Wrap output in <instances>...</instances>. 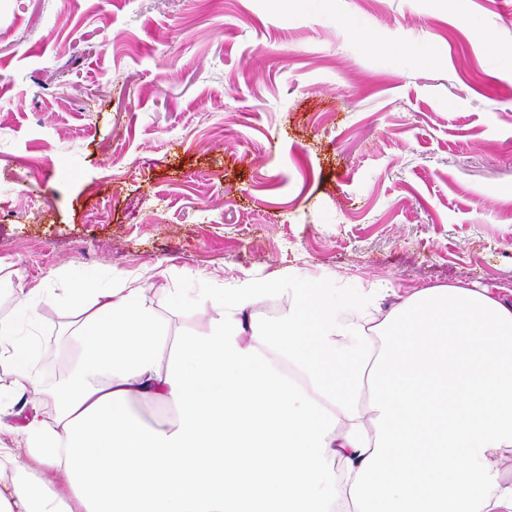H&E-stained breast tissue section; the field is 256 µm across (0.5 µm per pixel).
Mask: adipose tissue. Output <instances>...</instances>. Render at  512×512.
<instances>
[{"mask_svg":"<svg viewBox=\"0 0 512 512\" xmlns=\"http://www.w3.org/2000/svg\"><path fill=\"white\" fill-rule=\"evenodd\" d=\"M281 285L272 275L216 289L209 331L174 338L155 284L77 281L66 304L83 358L48 388L30 370L28 328L57 298L41 283L18 289L0 318L11 373L0 385V512H512L501 468L512 452V300L422 288L371 336L361 320L377 289H323L310 312L297 284L287 318L246 327ZM34 391L52 417L28 401ZM143 400L173 418L147 423Z\"/></svg>","mask_w":512,"mask_h":512,"instance_id":"obj_1","label":"adipose tissue"}]
</instances>
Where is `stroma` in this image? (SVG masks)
I'll return each mask as SVG.
<instances>
[{"label": "stroma", "instance_id": "1", "mask_svg": "<svg viewBox=\"0 0 512 512\" xmlns=\"http://www.w3.org/2000/svg\"><path fill=\"white\" fill-rule=\"evenodd\" d=\"M512 0H0V315L137 285L512 290ZM44 384L80 351L43 307Z\"/></svg>", "mask_w": 512, "mask_h": 512}]
</instances>
